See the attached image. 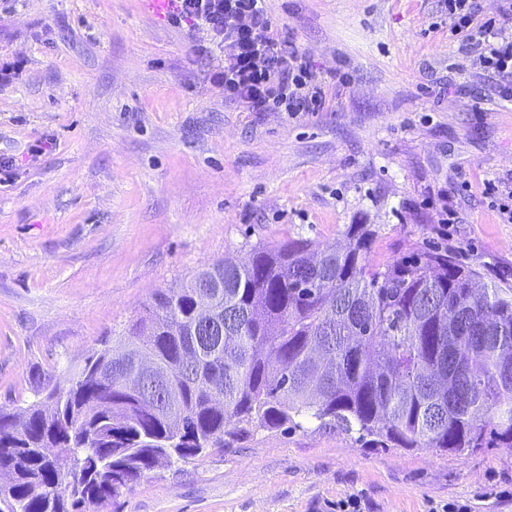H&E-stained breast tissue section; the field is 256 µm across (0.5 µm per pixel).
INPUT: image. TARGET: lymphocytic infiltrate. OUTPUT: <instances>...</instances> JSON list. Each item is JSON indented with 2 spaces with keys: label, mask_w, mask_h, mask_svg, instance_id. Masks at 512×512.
<instances>
[{
  "label": "lymphocytic infiltrate",
  "mask_w": 512,
  "mask_h": 512,
  "mask_svg": "<svg viewBox=\"0 0 512 512\" xmlns=\"http://www.w3.org/2000/svg\"><path fill=\"white\" fill-rule=\"evenodd\" d=\"M174 23L190 19L210 32L224 53L211 75L225 101L251 112L281 109L290 115L321 106L323 80L298 50L282 41L264 0H175ZM449 30L461 38L473 64L501 75L512 98V0H500L502 24L479 20L473 0H448Z\"/></svg>",
  "instance_id": "1"
}]
</instances>
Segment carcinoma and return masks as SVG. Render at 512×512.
Listing matches in <instances>:
<instances>
[{"label":"carcinoma","instance_id":"obj_1","mask_svg":"<svg viewBox=\"0 0 512 512\" xmlns=\"http://www.w3.org/2000/svg\"><path fill=\"white\" fill-rule=\"evenodd\" d=\"M346 236L198 270L67 384L39 383L21 414L1 408L0 512H95L252 428L316 421L457 456L512 447V286L482 282L446 249L373 266L372 225ZM147 363L165 378L125 393L119 379Z\"/></svg>","mask_w":512,"mask_h":512}]
</instances>
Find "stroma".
Instances as JSON below:
<instances>
[{
  "instance_id": "1",
  "label": "stroma",
  "mask_w": 512,
  "mask_h": 512,
  "mask_svg": "<svg viewBox=\"0 0 512 512\" xmlns=\"http://www.w3.org/2000/svg\"><path fill=\"white\" fill-rule=\"evenodd\" d=\"M326 80L316 112L225 103L203 27L140 0H0V407L65 384L154 294L255 246H443L512 285V100L448 32L445 0H266ZM512 512V448H376L311 422L142 477L104 512Z\"/></svg>"
}]
</instances>
